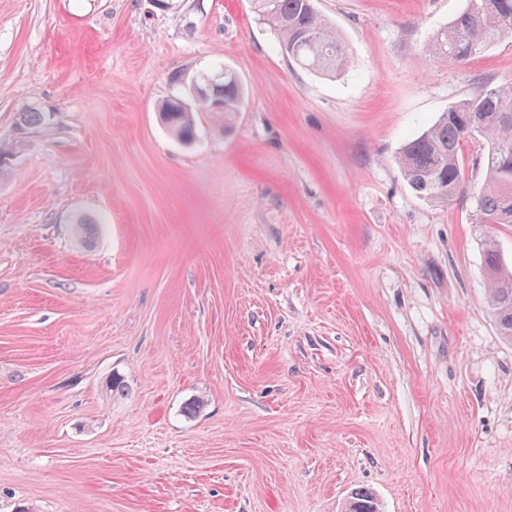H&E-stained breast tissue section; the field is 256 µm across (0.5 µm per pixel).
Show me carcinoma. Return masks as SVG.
Returning <instances> with one entry per match:
<instances>
[{
  "label": "carcinoma",
  "instance_id": "obj_1",
  "mask_svg": "<svg viewBox=\"0 0 512 512\" xmlns=\"http://www.w3.org/2000/svg\"><path fill=\"white\" fill-rule=\"evenodd\" d=\"M259 19L273 30L282 53L305 69L336 76L346 66L345 46L336 29L319 16L313 0H253ZM512 39V0H468L450 26L437 31L425 48L430 57L450 56L466 62L488 48ZM244 92L236 72L224 68V109L210 94L170 96L157 106L167 132L181 144L195 138L197 112H224L229 122L241 111ZM479 124L477 136L487 139L486 175L474 193L475 223L480 227L487 277V308L501 336L512 341V269L505 266L487 228L512 224V82L465 99L418 136L396 158L411 188L424 199L448 203L461 191L462 147L472 136L470 121ZM348 512H380L372 492L351 493Z\"/></svg>",
  "mask_w": 512,
  "mask_h": 512
}]
</instances>
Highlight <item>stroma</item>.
Instances as JSON below:
<instances>
[{"instance_id":"obj_1","label":"stroma","mask_w":512,"mask_h":512,"mask_svg":"<svg viewBox=\"0 0 512 512\" xmlns=\"http://www.w3.org/2000/svg\"><path fill=\"white\" fill-rule=\"evenodd\" d=\"M348 66L290 61L251 0H0V512H512V342L462 148L448 205L396 154L483 88L423 48L466 0H315ZM246 96L156 107L216 66ZM24 111L46 125L20 132ZM101 219L87 244L74 215ZM119 389H112L113 381ZM224 79V109L215 107V99L207 94L219 89L220 82ZM198 84L201 94L193 96L190 86L184 87V95L170 96L162 100L157 106V112L167 132L181 144H190L195 138V112H224V122H230L237 112H240L244 98V92L236 72L224 66L221 73L206 79L204 86ZM189 99L191 101L187 102Z\"/></svg>"}]
</instances>
